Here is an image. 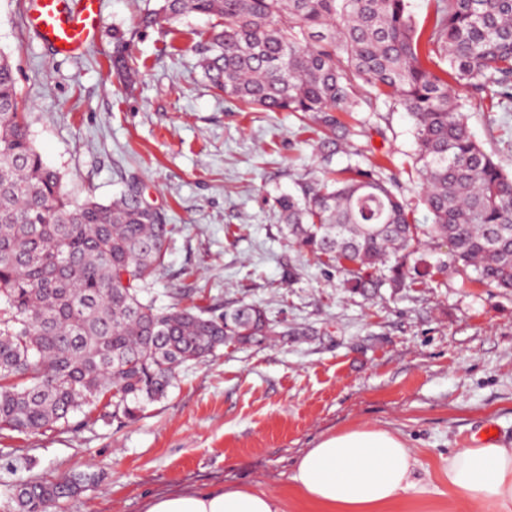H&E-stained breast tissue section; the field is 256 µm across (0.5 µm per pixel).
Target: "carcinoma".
<instances>
[{
    "instance_id": "cac0c4a2",
    "label": "carcinoma",
    "mask_w": 512,
    "mask_h": 512,
    "mask_svg": "<svg viewBox=\"0 0 512 512\" xmlns=\"http://www.w3.org/2000/svg\"><path fill=\"white\" fill-rule=\"evenodd\" d=\"M418 29L409 0H159L145 28L188 14L219 23L194 50L204 81L241 111L310 114L322 174L276 198L288 236L334 265L347 288L410 287L425 243L451 246L444 267L512 291V175L470 133L454 85L512 112V0H433ZM426 51L430 65L423 64ZM412 119L415 165L431 223L394 193L379 166L332 168L353 131L337 116L378 101ZM34 146L15 70L0 52V432L34 436L88 408L138 419L167 397L176 371L224 346L225 327L253 344L277 335L266 312L221 313L145 297L173 225L133 180L105 204L70 202ZM98 476L32 480L17 512L69 499Z\"/></svg>"
}]
</instances>
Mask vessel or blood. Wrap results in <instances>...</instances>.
Returning a JSON list of instances; mask_svg holds the SVG:
<instances>
[{"mask_svg":"<svg viewBox=\"0 0 512 512\" xmlns=\"http://www.w3.org/2000/svg\"><path fill=\"white\" fill-rule=\"evenodd\" d=\"M100 0H36L30 27L54 53L73 55L100 29Z\"/></svg>","mask_w":512,"mask_h":512,"instance_id":"b4317fda","label":"vessel or blood"}]
</instances>
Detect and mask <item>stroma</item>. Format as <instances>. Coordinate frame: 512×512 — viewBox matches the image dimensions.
<instances>
[{
  "mask_svg": "<svg viewBox=\"0 0 512 512\" xmlns=\"http://www.w3.org/2000/svg\"><path fill=\"white\" fill-rule=\"evenodd\" d=\"M30 0H0V51L10 54L32 139L73 201L112 200L143 184L176 231L150 290L217 308L261 306L278 334L227 345L183 366L167 398L130 422L68 424L0 435V512L7 489L91 470L96 487L47 512H144L147 498L198 487L290 494L298 458L331 432L370 423L398 430L417 461L416 486L394 512H453L448 457L491 429L512 448V294L443 271L409 288L344 287L289 242L276 196L321 174L318 124L288 112H242L202 79L195 44L213 24L191 14L166 29L139 16L155 0H101L97 41L55 57L27 26ZM131 57L136 72L112 62ZM455 96L474 138L512 173V112L469 87ZM361 163H382L394 190L428 223L417 197L413 125L379 105L355 115Z\"/></svg>",
  "mask_w": 512,
  "mask_h": 512,
  "instance_id": "obj_1",
  "label": "stroma"
}]
</instances>
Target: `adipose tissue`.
Returning <instances> with one entry per match:
<instances>
[{"label":"adipose tissue","instance_id":"ef3b65f1","mask_svg":"<svg viewBox=\"0 0 512 512\" xmlns=\"http://www.w3.org/2000/svg\"><path fill=\"white\" fill-rule=\"evenodd\" d=\"M416 460L401 435L364 424L323 437L298 459L292 481L316 512H384L414 487ZM448 486L458 512H512V448L492 441L456 449ZM145 512H281L276 494L195 489L147 499Z\"/></svg>","mask_w":512,"mask_h":512}]
</instances>
